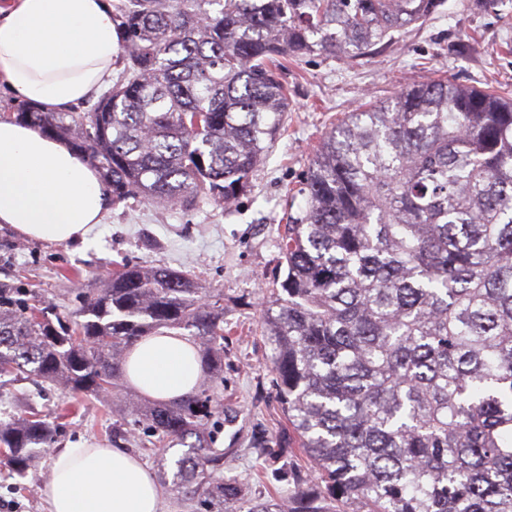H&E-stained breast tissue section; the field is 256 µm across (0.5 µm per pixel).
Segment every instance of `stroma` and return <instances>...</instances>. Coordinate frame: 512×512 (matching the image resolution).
<instances>
[{
	"mask_svg": "<svg viewBox=\"0 0 512 512\" xmlns=\"http://www.w3.org/2000/svg\"><path fill=\"white\" fill-rule=\"evenodd\" d=\"M483 0H445L441 13L397 35L375 53L351 61L314 55L285 63L288 88L285 130L253 174V191L231 208L213 203L183 209L140 198L115 204L88 243H45L0 224V281L26 291L29 299L67 314L89 289L102 287L118 266L170 267L185 273L203 296L224 303V382L211 420L216 446L228 449L223 474L237 479L252 500L287 498L290 486L280 467L301 463L268 367L270 345L262 319L285 274L277 248L291 197L326 134L358 105L446 78L474 88H512V0L498 10ZM65 397L59 386L40 382L0 385V411L33 405L54 412ZM146 405L125 381L114 390L88 394L83 407L60 420L56 447L79 438L103 440L138 455L163 491L162 512H205L176 491L175 462L187 450L180 442L154 447L153 436L134 430L129 404ZM42 457L24 477L0 479V503L13 512H48L40 490L50 473Z\"/></svg>",
	"mask_w": 512,
	"mask_h": 512,
	"instance_id": "obj_1",
	"label": "stroma"
}]
</instances>
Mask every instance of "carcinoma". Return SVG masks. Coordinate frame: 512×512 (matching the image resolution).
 I'll return each instance as SVG.
<instances>
[{
	"instance_id": "obj_1",
	"label": "carcinoma",
	"mask_w": 512,
	"mask_h": 512,
	"mask_svg": "<svg viewBox=\"0 0 512 512\" xmlns=\"http://www.w3.org/2000/svg\"><path fill=\"white\" fill-rule=\"evenodd\" d=\"M444 2L126 0L128 66L92 110L26 103L12 119L67 141L114 204L234 203L288 110L276 63L366 55ZM299 194L264 317L288 426L318 473L281 469L287 499L247 500L214 474L224 306L178 271L126 266L73 319L0 285V377L60 383L72 411L115 386L140 338L188 329L212 396L131 410L161 442L193 439L182 494L217 512H512V94L437 79L364 104L325 135ZM54 435L30 406L1 420L8 472Z\"/></svg>"
}]
</instances>
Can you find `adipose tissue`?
<instances>
[{
	"mask_svg": "<svg viewBox=\"0 0 512 512\" xmlns=\"http://www.w3.org/2000/svg\"><path fill=\"white\" fill-rule=\"evenodd\" d=\"M122 52L112 0H10L0 8V85L64 112L106 86ZM111 201L97 171L60 139L0 119V224L49 243L87 242ZM126 380L140 396L176 402L198 387L197 346L177 332L142 337ZM41 494L49 512H159L162 490L121 448L80 440L52 456Z\"/></svg>",
	"mask_w": 512,
	"mask_h": 512,
	"instance_id": "adipose-tissue-1",
	"label": "adipose tissue"
}]
</instances>
